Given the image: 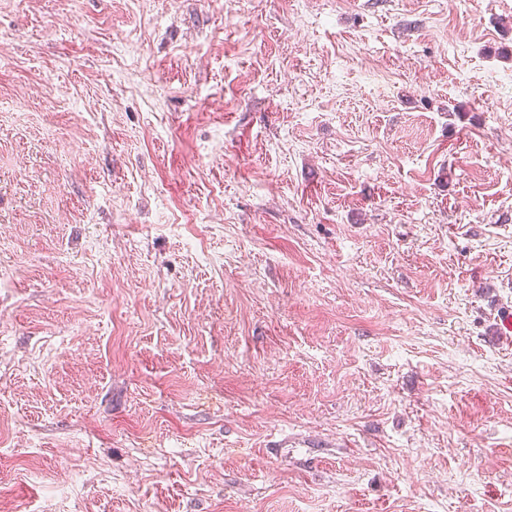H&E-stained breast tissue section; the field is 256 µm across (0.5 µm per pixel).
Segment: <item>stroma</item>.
Listing matches in <instances>:
<instances>
[{"mask_svg":"<svg viewBox=\"0 0 512 512\" xmlns=\"http://www.w3.org/2000/svg\"><path fill=\"white\" fill-rule=\"evenodd\" d=\"M0 512H512V0H0Z\"/></svg>","mask_w":512,"mask_h":512,"instance_id":"35a3bbf8","label":"stroma"}]
</instances>
